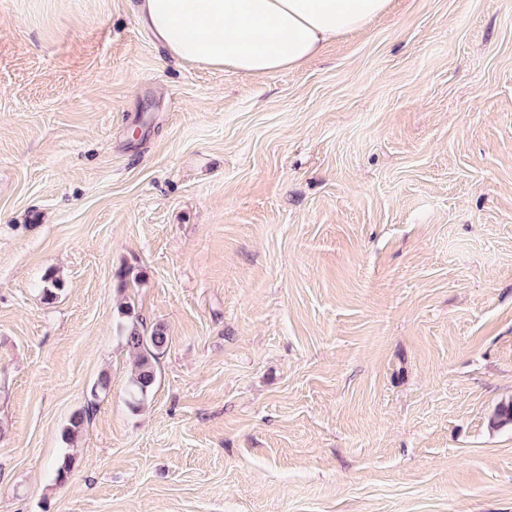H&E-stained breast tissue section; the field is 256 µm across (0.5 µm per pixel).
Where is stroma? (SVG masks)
Segmentation results:
<instances>
[{"mask_svg":"<svg viewBox=\"0 0 512 512\" xmlns=\"http://www.w3.org/2000/svg\"><path fill=\"white\" fill-rule=\"evenodd\" d=\"M134 2L0 0V512H512V0L262 77ZM126 345L138 356L137 370L131 381V396L143 401L155 382V362L167 349L169 337L162 325L149 333L141 331L134 323L125 331Z\"/></svg>","mask_w":512,"mask_h":512,"instance_id":"stroma-1","label":"stroma"}]
</instances>
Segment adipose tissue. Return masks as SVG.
Wrapping results in <instances>:
<instances>
[{
	"label": "adipose tissue",
	"mask_w": 512,
	"mask_h": 512,
	"mask_svg": "<svg viewBox=\"0 0 512 512\" xmlns=\"http://www.w3.org/2000/svg\"><path fill=\"white\" fill-rule=\"evenodd\" d=\"M391 0H136L134 13L173 57L266 76L302 67L386 14Z\"/></svg>",
	"instance_id": "adipose-tissue-1"
}]
</instances>
